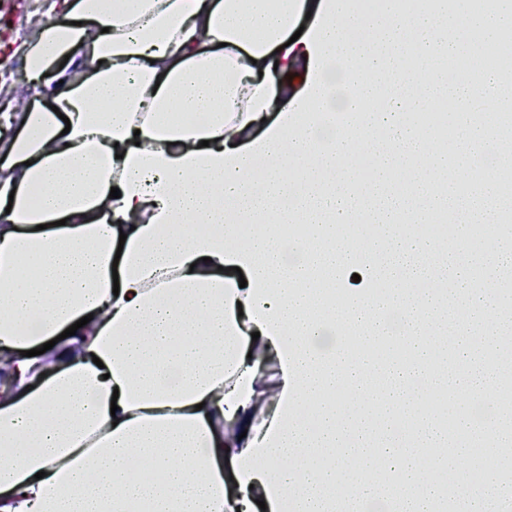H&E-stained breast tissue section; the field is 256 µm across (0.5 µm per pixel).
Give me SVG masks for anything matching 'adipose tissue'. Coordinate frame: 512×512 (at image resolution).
I'll list each match as a JSON object with an SVG mask.
<instances>
[{
	"label": "adipose tissue",
	"instance_id": "obj_1",
	"mask_svg": "<svg viewBox=\"0 0 512 512\" xmlns=\"http://www.w3.org/2000/svg\"><path fill=\"white\" fill-rule=\"evenodd\" d=\"M47 0L22 49L36 100L0 113V512H353L367 488L348 467L386 466L404 512H437L417 446L369 449L372 420L422 400L426 372L455 403L483 391L469 342L489 302L464 295L460 238L414 230L370 239L357 215L392 223L406 206L489 213L490 179L474 141L467 89L452 94L459 145L433 150L418 110L435 95L460 29L512 27V0L396 13L319 0ZM372 36L350 40L342 17ZM348 76L337 90L325 75ZM355 142L380 153L370 174ZM473 193L433 196L435 172ZM119 188L120 197L110 195ZM263 227L247 240L239 224ZM314 239L291 243L288 219ZM354 272L373 289L329 290ZM461 303V367L435 373L437 282ZM401 307L410 359L336 361L315 339L343 325L364 341ZM75 328L66 336L67 328ZM378 396L384 410L364 407ZM161 471L132 481L129 459Z\"/></svg>",
	"mask_w": 512,
	"mask_h": 512
}]
</instances>
